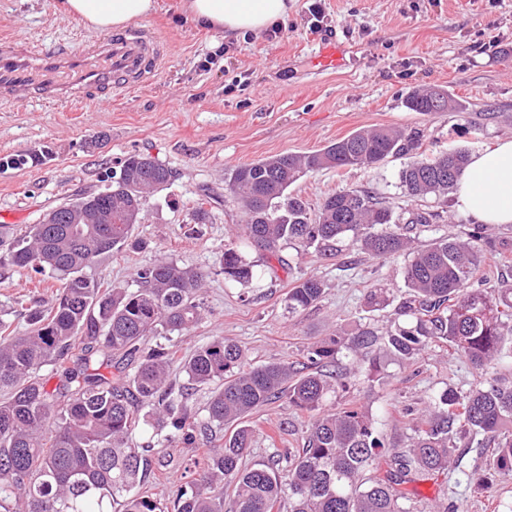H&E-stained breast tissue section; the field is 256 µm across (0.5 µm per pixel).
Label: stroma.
I'll return each mask as SVG.
<instances>
[{"label":"stroma","mask_w":512,"mask_h":512,"mask_svg":"<svg viewBox=\"0 0 512 512\" xmlns=\"http://www.w3.org/2000/svg\"><path fill=\"white\" fill-rule=\"evenodd\" d=\"M155 12L140 24L152 28L164 45L157 78L106 104L74 109L32 105L0 108V224L20 230L38 223L52 208L80 193L101 189L105 168L128 153L155 158L172 172L168 186L143 206L133 235L142 250L122 249L102 259L91 275L113 288H135L145 264L173 261L203 272L204 318L177 338L180 354L216 338H229L254 365L302 360L308 347L336 332L369 327L384 332L406 297V257L376 259L351 242L337 255L315 250L297 253L284 246L281 260L244 249L255 277L246 286L225 280L224 249L242 232L239 201L225 189L230 171L241 164L279 154H305L350 133L392 126L424 135L432 155L449 147L469 154L512 139V0H322L321 32L311 29V0H288L279 33H246L230 39L193 26L180 0H156ZM333 32L347 47L344 68L316 72L311 57L320 33ZM16 35L51 49L88 48L96 38L74 17L60 14L55 0H0V35ZM216 54L211 68L199 61ZM437 87L463 101L462 112L422 114L405 104L409 91ZM99 138L95 148L85 143ZM40 154L20 168L5 158ZM406 160L388 159L360 168L324 169L290 188L310 207L333 192L348 189L376 195L395 216L429 210L441 219L429 228H410L414 247L442 236H466L473 219L457 207L456 194L416 200L406 196L399 173ZM211 198V218L193 229L191 212L201 195ZM0 245V323L9 335L29 332L27 307L55 296L56 282L41 281L27 269L4 265ZM477 273L482 287L512 285V248H484ZM323 283L321 300L300 314H289L288 290L301 277ZM381 290L386 305L369 310V291ZM340 370L351 394L378 426L386 447H407L413 420L407 409L422 408L447 388L468 390L476 383L471 366L447 347L432 345L411 364L380 353L377 372L342 359ZM257 431L246 458L262 463L275 451L302 445L311 418L287 398L257 409L250 417ZM223 432L198 438L195 445H167L175 463L153 468L143 489L165 497L190 481L184 464L196 448L221 444ZM491 456L471 448L461 471L409 484L413 512L442 502L454 512H512V475L495 476L492 488L469 483L465 474L488 468Z\"/></svg>","instance_id":"1"}]
</instances>
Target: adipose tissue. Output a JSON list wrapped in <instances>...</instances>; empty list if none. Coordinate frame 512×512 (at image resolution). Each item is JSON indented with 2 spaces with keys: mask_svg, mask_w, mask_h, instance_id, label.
Listing matches in <instances>:
<instances>
[{
  "mask_svg": "<svg viewBox=\"0 0 512 512\" xmlns=\"http://www.w3.org/2000/svg\"><path fill=\"white\" fill-rule=\"evenodd\" d=\"M187 19L231 37L259 32L288 14V0H182ZM56 10L103 32L148 17L155 0H55ZM459 209L482 224H512V140L475 154L458 193Z\"/></svg>",
  "mask_w": 512,
  "mask_h": 512,
  "instance_id": "adipose-tissue-1",
  "label": "adipose tissue"
}]
</instances>
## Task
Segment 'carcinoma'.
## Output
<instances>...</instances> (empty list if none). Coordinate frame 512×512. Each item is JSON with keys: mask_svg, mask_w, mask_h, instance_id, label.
<instances>
[{"mask_svg": "<svg viewBox=\"0 0 512 512\" xmlns=\"http://www.w3.org/2000/svg\"><path fill=\"white\" fill-rule=\"evenodd\" d=\"M414 112H461L466 106L442 90L415 89L406 99ZM423 134L393 128L357 130L304 155L280 154L237 166L228 187L240 201L250 246L279 257L292 245L338 251L349 238L372 258L412 253L405 266L408 296L396 310L384 349L413 361L432 343L465 359L487 387L444 390L429 397L414 418L407 448H384L376 421L354 398L326 409L336 388L339 357L363 355L376 333L338 332L312 345L304 360L245 368L242 348L217 338L181 359L186 383L169 379L177 351L168 342L202 318V273L174 262L139 267V288L103 287L85 269L123 247L142 249L132 229L143 201L165 188L171 171L152 157L129 153L112 171V190L84 194L52 210L53 224H34L9 252L11 265L60 282L46 307L28 310L27 336H0V512H411L399 486L458 467L455 436H482L492 467L512 473V384L499 377L512 368L503 345L512 336V288L473 287L488 225L467 239L436 238L414 250L400 219L367 192L339 190L316 212L288 188L309 173L365 167L389 157L411 156L400 173L414 199L445 196L468 167V152L450 148L425 156ZM87 203V223L71 222L72 208ZM224 279L245 284L253 265L239 249H224ZM324 292L310 276L288 291V313L315 306ZM156 338L155 344L148 339ZM164 342H159V339ZM68 359L58 381L43 367ZM212 386L208 418L200 421L180 399ZM288 395L311 415L302 447L265 464L243 465L254 431L246 418ZM147 425L168 443L192 445L197 436L228 426L224 443L192 463V483L167 498L141 491L152 465H168L164 449L135 446L131 436Z\"/></svg>", "mask_w": 512, "mask_h": 512, "instance_id": "obj_1", "label": "carcinoma"}]
</instances>
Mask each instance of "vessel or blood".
Masks as SVG:
<instances>
[{"instance_id":"obj_1","label":"vessel or blood","mask_w":512,"mask_h":512,"mask_svg":"<svg viewBox=\"0 0 512 512\" xmlns=\"http://www.w3.org/2000/svg\"><path fill=\"white\" fill-rule=\"evenodd\" d=\"M162 55L159 37L138 26L103 35L85 52L43 51L1 35L0 103L21 108L32 103L108 102L113 94L150 83ZM343 64L336 37L322 35L316 69L334 71Z\"/></svg>"}]
</instances>
